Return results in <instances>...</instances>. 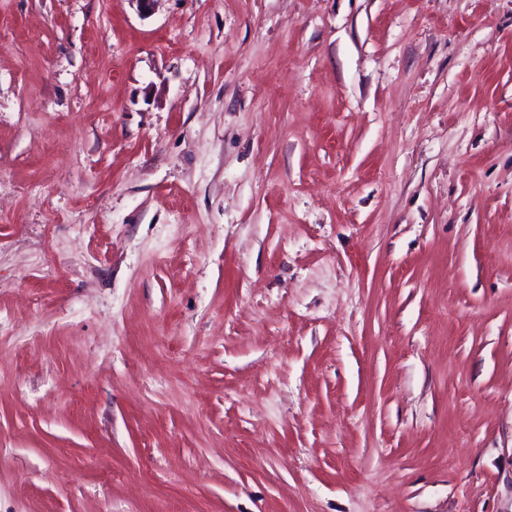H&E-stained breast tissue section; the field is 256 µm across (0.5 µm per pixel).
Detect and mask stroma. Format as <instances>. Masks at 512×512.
<instances>
[{
    "label": "stroma",
    "instance_id": "1",
    "mask_svg": "<svg viewBox=\"0 0 512 512\" xmlns=\"http://www.w3.org/2000/svg\"><path fill=\"white\" fill-rule=\"evenodd\" d=\"M0 512H512V0H0Z\"/></svg>",
    "mask_w": 512,
    "mask_h": 512
}]
</instances>
